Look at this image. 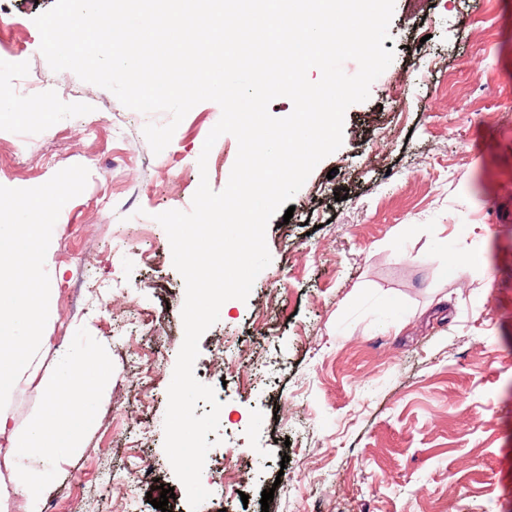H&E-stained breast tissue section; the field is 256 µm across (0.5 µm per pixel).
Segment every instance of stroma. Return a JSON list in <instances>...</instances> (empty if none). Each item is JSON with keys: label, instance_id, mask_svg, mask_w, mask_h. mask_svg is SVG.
Listing matches in <instances>:
<instances>
[{"label": "stroma", "instance_id": "35a3bbf8", "mask_svg": "<svg viewBox=\"0 0 512 512\" xmlns=\"http://www.w3.org/2000/svg\"><path fill=\"white\" fill-rule=\"evenodd\" d=\"M54 3L0 0V31L23 50L0 55V185L88 169L46 256L43 366L104 376L87 415L55 429L64 460L0 462L7 512H29L14 486L32 471L46 474L41 512H157L164 487L166 512H512V0H395L392 63L347 109L291 220L271 218L248 299L200 339L194 373L224 411L207 458L217 474L230 459L236 481L196 511L164 450L185 282L155 216L190 210L201 179L222 191L238 143L221 136L199 167L221 116L204 101L153 154L143 128L168 113L50 68L35 19ZM474 254L485 268L447 274L449 256ZM46 410L38 380L14 384L12 429ZM143 458L150 478L127 484Z\"/></svg>", "mask_w": 512, "mask_h": 512}]
</instances>
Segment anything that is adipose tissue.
Returning a JSON list of instances; mask_svg holds the SVG:
<instances>
[{
  "mask_svg": "<svg viewBox=\"0 0 512 512\" xmlns=\"http://www.w3.org/2000/svg\"><path fill=\"white\" fill-rule=\"evenodd\" d=\"M48 379L44 391L50 415L34 424L28 434L9 432L7 417L0 414V436L8 435L10 440L8 455L21 457L36 449L56 460L64 458L69 448L55 441L53 429L57 424L83 418L101 383L94 370L75 364L53 370Z\"/></svg>",
  "mask_w": 512,
  "mask_h": 512,
  "instance_id": "adipose-tissue-1",
  "label": "adipose tissue"
}]
</instances>
